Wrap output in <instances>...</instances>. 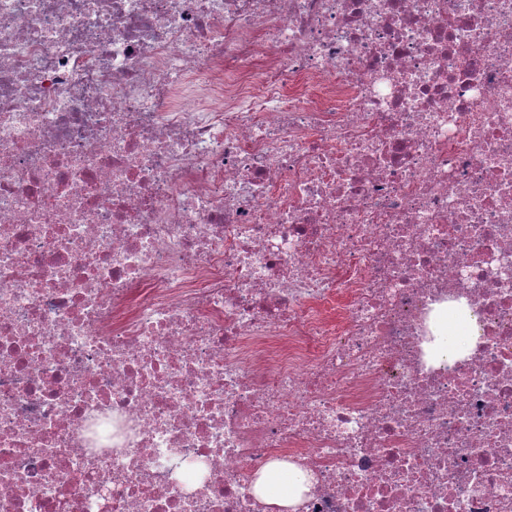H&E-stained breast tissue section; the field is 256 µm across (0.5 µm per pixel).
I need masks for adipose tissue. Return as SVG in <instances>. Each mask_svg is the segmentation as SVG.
<instances>
[{"mask_svg": "<svg viewBox=\"0 0 512 512\" xmlns=\"http://www.w3.org/2000/svg\"><path fill=\"white\" fill-rule=\"evenodd\" d=\"M478 316L466 302H453L449 307H438L434 313L436 340L431 347L435 363L453 365L462 358L468 347L465 337L476 335ZM310 475L294 465L276 461L269 463L260 473L254 486L263 501L284 508L294 507L310 485Z\"/></svg>", "mask_w": 512, "mask_h": 512, "instance_id": "adipose-tissue-1", "label": "adipose tissue"}]
</instances>
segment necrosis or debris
<instances>
[{
    "instance_id": "obj_1",
    "label": "necrosis or debris",
    "mask_w": 512,
    "mask_h": 512,
    "mask_svg": "<svg viewBox=\"0 0 512 512\" xmlns=\"http://www.w3.org/2000/svg\"><path fill=\"white\" fill-rule=\"evenodd\" d=\"M275 459L512 512V0H0V512H280ZM448 310H453L456 318L460 319L453 327L448 321ZM448 310L439 306L434 313V335L437 339L431 345V357L437 365L451 366L467 353L468 346L456 336H476L477 333L478 315L469 309L465 300L448 303Z\"/></svg>"
}]
</instances>
